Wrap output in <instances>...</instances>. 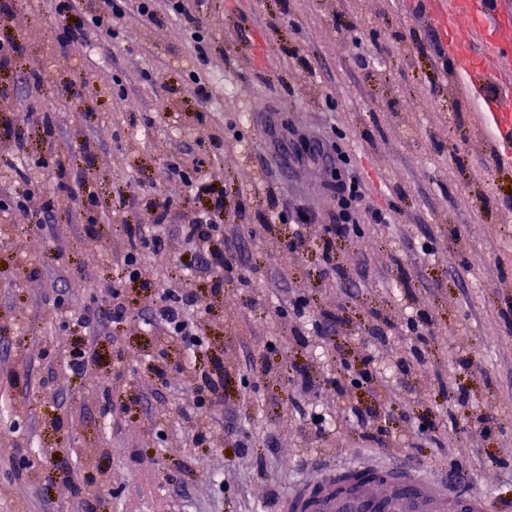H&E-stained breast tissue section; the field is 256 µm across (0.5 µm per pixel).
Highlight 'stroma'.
<instances>
[{
	"label": "stroma",
	"instance_id": "35a3bbf8",
	"mask_svg": "<svg viewBox=\"0 0 512 512\" xmlns=\"http://www.w3.org/2000/svg\"><path fill=\"white\" fill-rule=\"evenodd\" d=\"M199 17L210 45L201 64L180 22L148 24L132 5L109 46L62 45L49 0H15L0 14V42L19 47L0 68V118L24 133L23 149L0 141V167L42 154L41 102L24 77L45 73L59 97V147L85 142L94 155L82 190L98 202L99 231L87 245L81 220L49 231L0 210V326L10 329L0 337V431L16 409L27 414L16 440L0 438V512H278L288 488L319 467L371 461L455 476L449 492L512 512V165L449 70L437 25L417 0H206ZM195 71L208 102L194 92ZM81 82L79 112L67 87ZM312 138L337 144L345 164L295 160ZM177 156L210 160L245 278L215 297L180 265L179 241L142 250L153 280L196 292L206 337L194 351L171 348L167 383L152 392L136 375L154 349L149 291H130L125 318L87 334L43 311L58 296L102 310L91 284L121 276L124 223L153 222L147 207L122 208L123 197L155 191L197 206L164 176ZM347 177L391 220L363 211L358 233L337 238L336 260L353 274L343 285L324 274L314 245L285 248L291 223L273 219L268 231L257 217L308 208L335 223L332 186ZM300 296L336 325L319 334L297 318ZM79 343L90 366L72 376L64 358ZM466 353L487 376L459 368ZM262 355L277 369H253ZM184 361L224 367L222 445L191 437ZM292 362L310 371L299 396ZM365 365L382 374L378 391L359 383ZM334 373L344 398L322 385ZM354 406L376 409L383 444L361 440ZM311 410L326 417L320 446L303 437ZM482 413L500 415L502 428L448 425Z\"/></svg>",
	"mask_w": 512,
	"mask_h": 512
}]
</instances>
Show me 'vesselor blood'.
<instances>
[{
    "label": "vessel or blood",
    "mask_w": 512,
    "mask_h": 512,
    "mask_svg": "<svg viewBox=\"0 0 512 512\" xmlns=\"http://www.w3.org/2000/svg\"><path fill=\"white\" fill-rule=\"evenodd\" d=\"M424 12L450 47L454 74L479 98L493 149L512 160V14L501 0H439ZM485 497L453 495L414 470L350 463L319 471L292 489L279 512H489Z\"/></svg>",
    "instance_id": "b4317fda"
}]
</instances>
